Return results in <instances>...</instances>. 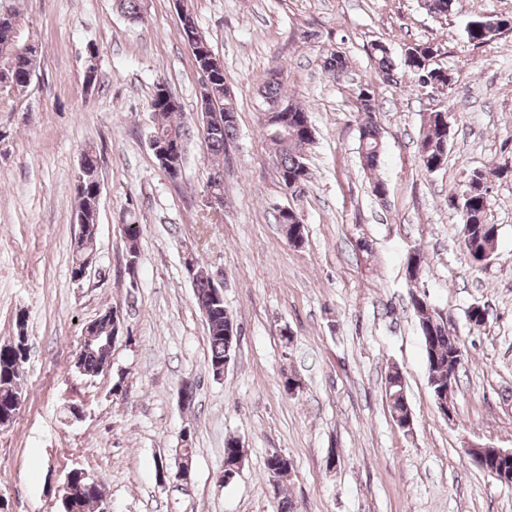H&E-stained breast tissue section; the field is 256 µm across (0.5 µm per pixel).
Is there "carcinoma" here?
I'll list each match as a JSON object with an SVG mask.
<instances>
[{
	"label": "carcinoma",
	"instance_id": "1",
	"mask_svg": "<svg viewBox=\"0 0 512 512\" xmlns=\"http://www.w3.org/2000/svg\"><path fill=\"white\" fill-rule=\"evenodd\" d=\"M455 0H423L421 6L433 17L446 18L453 9ZM490 20L488 16H477L468 25L467 34L474 45H482L503 34L505 29L500 28L494 32L483 29L482 24ZM180 35L184 43L192 47L202 46L206 55L195 58L196 63L205 62L208 65L209 78V114L211 122H220L217 127L205 129L203 121H198L195 131L203 140L210 161L207 177L217 176L224 178V153L229 141L237 132V111L226 84H224V62L213 51L210 40L199 30L195 15L184 5L180 9ZM29 34L17 20L14 12L0 13V91L6 93H22L30 85L28 80L30 70L36 64V57L40 56V45L32 46L28 50L23 45V37ZM371 54L374 58L376 70L389 73L394 70V63L386 48L377 44L371 45ZM284 82L283 69L275 67L266 73L261 95L266 99L281 98ZM150 107L155 115L154 126L151 132L163 138L177 141L181 147V154L177 164L184 165L187 144L193 129L188 125L177 122L173 116L182 111L180 102L165 86H157L151 100ZM288 113V130L276 133V127L264 126V132L272 147L271 159L276 168L282 186H289V180L299 179L303 185H308L311 179L310 168L306 163L304 148L312 141V136H304L295 131L298 118L309 117L308 110L301 105H290ZM357 111L361 117L359 135V158L364 168L374 170L379 164L381 155L380 125L378 108L374 96L358 100ZM451 133V123L440 120V116L429 113V120L424 122V132L418 150V161L421 168L432 173L444 163L448 137ZM89 167L84 176L82 188L74 189L77 205L75 213L83 218L80 230L87 242L96 240L98 201L96 182L98 177V163L95 156L88 157ZM507 166L499 163L492 170L474 169L470 171L465 183L448 192V205L460 200L466 208V217L462 218L459 236L463 248L471 262L481 260L482 255L491 248L497 247L498 236L494 233V225L489 222V201L479 193L466 195L468 184L481 180L489 181L491 178H501ZM277 223L281 224L282 231L288 243L297 245L302 242L305 227L302 224H293L286 221L283 215H278ZM143 234V225L128 224L124 233L128 244L127 255L136 259V248L140 236ZM194 298L199 310L207 315L205 318L208 332V367L215 370L224 363V359L235 351L228 350L227 333L231 327L233 317L224 302L214 301L212 294V279L202 270L194 269ZM112 309L106 308L100 314L96 335L80 343L76 353V368L85 377H94L101 373L106 366V354L99 350L105 337L111 335L112 328L107 320ZM417 319L420 335L423 339L425 357L428 366L429 384L433 397L448 395V384H457L458 371L461 363L458 362L457 343L448 332V319L436 310L423 311L413 309ZM16 332L12 339L0 344V415L13 421L20 408L15 405L17 398L23 395L24 364L27 360L24 338L27 337V321L23 315L15 320ZM242 455L238 448V440L228 439L224 442V471L236 463ZM72 479L81 486V497L71 504L72 512H103L105 498L103 484L86 477L80 469L69 472Z\"/></svg>",
	"mask_w": 512,
	"mask_h": 512
}]
</instances>
